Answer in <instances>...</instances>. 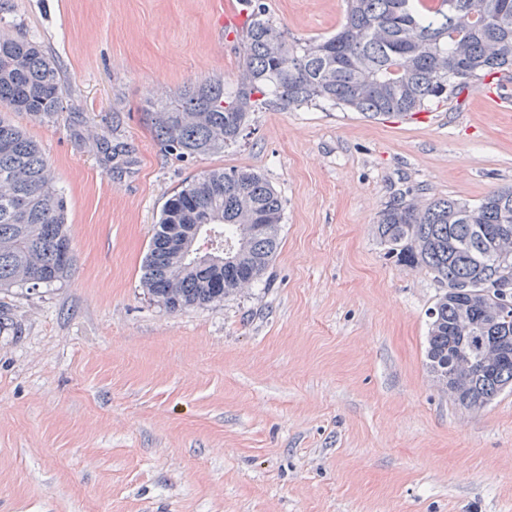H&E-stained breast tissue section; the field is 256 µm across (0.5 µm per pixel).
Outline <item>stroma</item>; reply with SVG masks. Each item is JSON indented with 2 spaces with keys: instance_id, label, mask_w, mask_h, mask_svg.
Returning a JSON list of instances; mask_svg holds the SVG:
<instances>
[{
  "instance_id": "35a3bbf8",
  "label": "stroma",
  "mask_w": 512,
  "mask_h": 512,
  "mask_svg": "<svg viewBox=\"0 0 512 512\" xmlns=\"http://www.w3.org/2000/svg\"><path fill=\"white\" fill-rule=\"evenodd\" d=\"M289 35L335 31L343 0H265ZM244 0H0L36 39L64 109L11 120L67 203L70 278L0 290V512H512V391L461 409L428 372L441 286L394 262L379 212L405 193L512 186V82L368 119L254 113L224 152L179 159L147 101L239 75ZM133 148L116 170L98 142ZM260 173L284 203L264 278L170 313L141 286L151 230L190 177Z\"/></svg>"
}]
</instances>
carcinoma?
<instances>
[{
    "mask_svg": "<svg viewBox=\"0 0 512 512\" xmlns=\"http://www.w3.org/2000/svg\"><path fill=\"white\" fill-rule=\"evenodd\" d=\"M241 35L236 83H189L150 101L147 121L164 150L181 159L237 145L263 109L334 107L370 119L406 116L451 104L487 77L512 80V0H344L329 36L292 40L261 3H252ZM56 63L34 40L0 36V108L35 119L63 110ZM282 197L260 174L211 170L186 181L154 226L141 284L169 312L224 302L262 280L279 246ZM216 227L214 242L231 258L182 249L194 225ZM512 227V188L477 202L402 195L380 211L377 233L387 257L424 268L441 284L428 311L426 359L448 383V364L467 352L471 372L453 399L479 409L512 388V357L485 362L482 344L512 345V260L491 253L489 234ZM75 262L66 203L39 145L0 113V288L64 282ZM457 288L450 293L448 289ZM482 322L506 313L485 335L461 341L460 310Z\"/></svg>",
    "mask_w": 512,
    "mask_h": 512,
    "instance_id": "carcinoma-1",
    "label": "carcinoma"
}]
</instances>
